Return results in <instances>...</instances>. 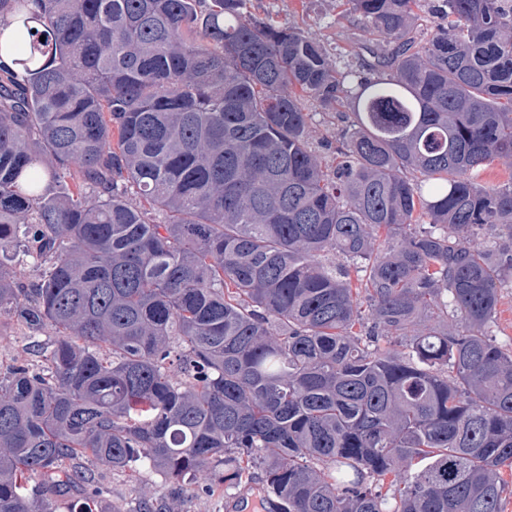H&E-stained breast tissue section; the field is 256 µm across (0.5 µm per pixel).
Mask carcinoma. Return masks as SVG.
Returning <instances> with one entry per match:
<instances>
[{
  "label": "carcinoma",
  "instance_id": "1",
  "mask_svg": "<svg viewBox=\"0 0 512 512\" xmlns=\"http://www.w3.org/2000/svg\"><path fill=\"white\" fill-rule=\"evenodd\" d=\"M345 2L392 44L366 70L248 0H0V313L55 334L0 373V512L77 458L162 473L132 512L257 475L267 512H503L512 252L468 238L512 241V181L476 182L512 0H438L426 41L422 0ZM311 104L352 115L332 171ZM495 334L500 344H512V288H503L498 305Z\"/></svg>",
  "mask_w": 512,
  "mask_h": 512
}]
</instances>
